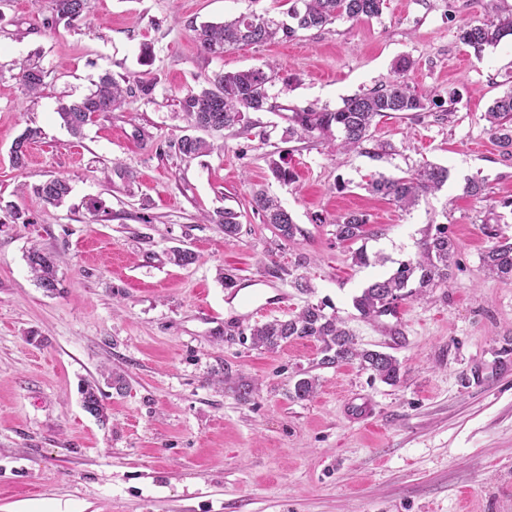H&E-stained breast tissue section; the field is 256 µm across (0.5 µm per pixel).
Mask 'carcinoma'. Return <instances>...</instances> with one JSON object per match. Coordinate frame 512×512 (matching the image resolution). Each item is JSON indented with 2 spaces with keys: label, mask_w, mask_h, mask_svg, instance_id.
<instances>
[{
  "label": "carcinoma",
  "mask_w": 512,
  "mask_h": 512,
  "mask_svg": "<svg viewBox=\"0 0 512 512\" xmlns=\"http://www.w3.org/2000/svg\"><path fill=\"white\" fill-rule=\"evenodd\" d=\"M87 0H54L50 27H66L81 19ZM384 0H292L286 15L290 22L276 21L261 15L243 14L231 21L203 23L194 28L195 38L201 49L211 56H222L224 51L240 45L261 44L277 36L291 39L300 30L321 28L338 18L359 20L377 17L382 13ZM507 35L512 36V16L501 18L496 23L467 24L460 29L459 40L481 53L494 46ZM412 62L403 58L394 67L393 78L388 84L370 92L346 99L343 106L328 108H304L294 110L288 116V138L305 140L323 138L342 152H369L366 142L372 138L371 129L376 118L391 112H405L414 119H421L435 105V95L410 90L406 77ZM20 78L32 94L43 86V71L20 64ZM273 80V72L254 67L235 72L217 73L207 80L208 87L185 96L181 108L194 129L221 134L236 126L247 127L248 113L266 109L268 95L266 86ZM132 88L124 87L107 73L102 76L95 90L67 104H60L57 113L64 126L73 134L82 132L92 117L101 112H110L122 103ZM489 130L499 148L512 154V91L496 99L484 115ZM39 135V130L28 128L19 135L10 148L13 164H26L28 147ZM177 149L185 157L203 156L214 149L207 140L186 134L177 142ZM448 180V169L436 164H425L410 169L402 176H387L379 173L368 183L369 189L390 198L399 207L409 209L421 197L433 194ZM33 192L44 202L58 206L70 194L68 181L53 176L33 187ZM255 211L262 214L265 223L271 224L279 235L293 241L302 234L291 215L281 204L262 190L252 192ZM211 223L224 228V235L235 237L239 232L238 215L230 208L215 212ZM334 235L338 242L355 243L373 234L365 215L346 213L336 219ZM493 244L482 255L487 273L499 279L512 280V236L500 232L489 233ZM455 251L454 241L448 235V226L437 224L428 228L419 245L417 255L399 264L390 276L378 279L363 289L353 300L360 317L377 319L390 313L396 304L408 298H421L435 288L448 286L450 260ZM26 260L40 287L48 292L58 288L56 276L57 255L53 252L33 248ZM254 347L276 350L294 338L311 339L320 344L322 357L319 365L340 367L357 364L371 373L373 378L388 385L400 380L401 363L381 350L358 347L355 334L347 328L345 321L337 315H328L324 308L309 304L296 315L264 323L251 330ZM318 379L310 374L300 378L294 385L295 397L306 400L317 391ZM83 408L89 414L103 417L101 390L97 384H89L82 391Z\"/></svg>",
  "instance_id": "1"
}]
</instances>
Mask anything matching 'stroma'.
Masks as SVG:
<instances>
[{
    "label": "stroma",
    "instance_id": "stroma-1",
    "mask_svg": "<svg viewBox=\"0 0 512 512\" xmlns=\"http://www.w3.org/2000/svg\"><path fill=\"white\" fill-rule=\"evenodd\" d=\"M285 10V0H87L83 19L52 31L53 0H0V512H512V281L481 261L487 226L512 235V210L498 205L512 198V156L484 118L512 90V36L479 55L458 37L511 15L512 0H386L379 16L221 57L193 31ZM404 56L410 87L439 104L421 122L380 120L372 141L390 154L287 138L292 110L339 108L387 84ZM23 62L43 70L39 94L19 80ZM266 64L267 110L211 154H179L181 99L215 74ZM107 72L129 78L132 94L70 134L59 101ZM28 128L39 135L17 168L10 148ZM275 161L291 182L273 175ZM423 163L447 167L448 181L411 210L366 188ZM53 176L71 186L58 207L32 192ZM473 178L485 202L465 193ZM256 189L301 228L294 242L255 212ZM226 207L241 224L233 238L204 220ZM347 212L367 217L375 264L354 265V244L337 242L332 222ZM432 224L455 241L448 286L362 320L354 297L415 256ZM34 246L60 256L55 292L27 265ZM176 248L195 262L175 265ZM254 278L263 297H286L272 318L324 305L362 347L401 362L399 382L322 367L309 339L254 348ZM105 370L127 389L104 388L98 419L81 391ZM305 372L319 387L300 400ZM242 378L258 386L245 402L231 388Z\"/></svg>",
    "mask_w": 512,
    "mask_h": 512
}]
</instances>
